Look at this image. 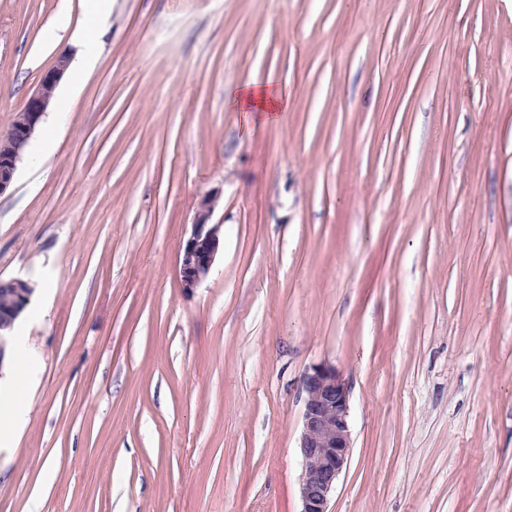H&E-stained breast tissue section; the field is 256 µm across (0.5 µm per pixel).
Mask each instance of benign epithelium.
I'll use <instances>...</instances> for the list:
<instances>
[{"mask_svg":"<svg viewBox=\"0 0 512 512\" xmlns=\"http://www.w3.org/2000/svg\"><path fill=\"white\" fill-rule=\"evenodd\" d=\"M70 58L60 55L41 76L37 90L15 114L10 141L0 150V195L14 182L18 163L37 132L43 115L53 103L57 87L67 72ZM220 196L204 197L197 205L190 234L179 244L180 288L192 292L208 276L221 249L220 225L210 222ZM33 293L22 278H0V294L7 303L0 309V367L16 320L24 313ZM304 409L299 437L302 459L300 512H329V499L346 470L353 442L349 426L350 386L336 366L313 365L302 381Z\"/></svg>","mask_w":512,"mask_h":512,"instance_id":"benign-epithelium-1","label":"benign epithelium"}]
</instances>
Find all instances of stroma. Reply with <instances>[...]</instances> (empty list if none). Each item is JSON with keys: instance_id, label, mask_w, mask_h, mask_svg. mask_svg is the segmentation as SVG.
Returning <instances> with one entry per match:
<instances>
[{"instance_id": "35a3bbf8", "label": "stroma", "mask_w": 512, "mask_h": 512, "mask_svg": "<svg viewBox=\"0 0 512 512\" xmlns=\"http://www.w3.org/2000/svg\"><path fill=\"white\" fill-rule=\"evenodd\" d=\"M87 4L0 0V137ZM0 276L36 287L37 356L0 512H300L321 361L350 386L330 512H512V0H110L0 195ZM88 13L91 17V25L88 27L90 37L86 43L84 52L72 64V76L74 81L86 74L97 60L96 43L93 39V33L98 28L99 20L107 13L108 0H91ZM241 111L262 112L267 120L274 121L285 107L282 98L274 91L265 89L257 84L242 87L236 98ZM220 196L204 197L197 205L191 232L179 244L180 288L192 292L208 276L221 249L220 227L210 222Z\"/></svg>"}]
</instances>
